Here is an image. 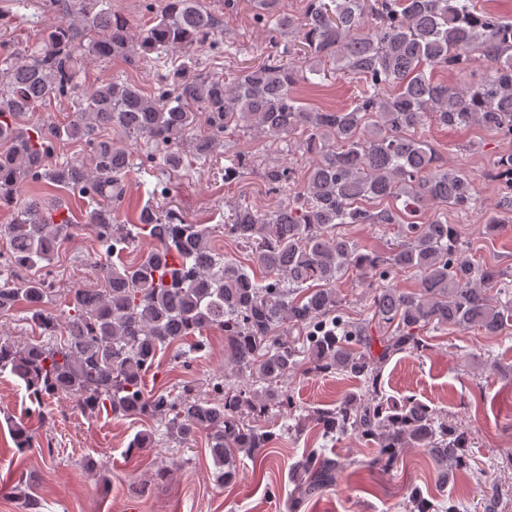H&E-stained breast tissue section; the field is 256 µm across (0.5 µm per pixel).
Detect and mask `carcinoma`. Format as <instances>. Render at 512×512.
<instances>
[{"mask_svg":"<svg viewBox=\"0 0 512 512\" xmlns=\"http://www.w3.org/2000/svg\"><path fill=\"white\" fill-rule=\"evenodd\" d=\"M60 21L39 44L0 69V202L28 182L70 186L87 198L85 224L106 253L119 256L145 237L155 245L134 265L99 266L102 287L72 288L60 310L51 281L17 271L51 264L70 220L50 201L31 200L0 224V316L19 303L32 310L40 339L0 336V374L17 377L37 406L76 399L90 416H149L159 428L138 433L132 447L162 440L185 443L207 436L217 483L233 484L236 456L257 460L275 433L265 426L285 408L299 433L311 424L327 437L354 435L378 448L373 464L388 468L408 448H423L448 475L469 467L468 430L448 414L415 398L393 399L382 390L388 362L426 349V329L457 328L499 336L512 324V290L499 288L503 273L478 266L460 247L457 227L438 217L407 219L432 208L476 213L482 208L470 176L442 163L421 139L427 122L450 128L480 126L512 133V21L476 9L474 0H305L302 16L259 15L256 23L277 34H297L288 44L233 76L204 79L183 64L169 71L167 88L149 95L138 85L110 80L85 88L76 80L85 53L102 59L163 58L196 43H212L217 21L203 0H165L152 23L133 27L107 0H54ZM303 51L302 66L288 57ZM488 69L458 91L434 69L470 68L474 55ZM341 72L356 82L344 112L308 109L293 90L299 79L325 81ZM75 100L74 118L22 123L25 114L56 98ZM209 131H198L200 120ZM242 127L285 141L313 157L292 202L260 212L234 206L224 236L251 249L258 279L209 246L199 224H176L173 214L140 211L139 223L115 224L133 156L126 138L155 144L166 170L179 173L188 157L206 161ZM63 141L88 147L84 160L58 163L51 149ZM502 189L500 208L512 222V156L492 162ZM274 189L288 186L293 170L268 165ZM345 224L397 225L404 241L386 255L364 252L342 233ZM175 256L179 265L169 264ZM391 271L419 279L416 292L385 284ZM355 273L369 288V318L345 319L338 283ZM224 334L228 366L207 383L211 395L186 383L176 396L147 397L145 376L159 353L189 337L206 348L204 332ZM341 374L361 384L332 408L295 415L284 387L290 373ZM251 380L242 383L238 374ZM340 461L313 449L292 467L297 495L291 512L335 486ZM30 478L18 479L26 512H41ZM408 512H435L416 488Z\"/></svg>","mask_w":512,"mask_h":512,"instance_id":"cac0c4a2","label":"carcinoma"}]
</instances>
